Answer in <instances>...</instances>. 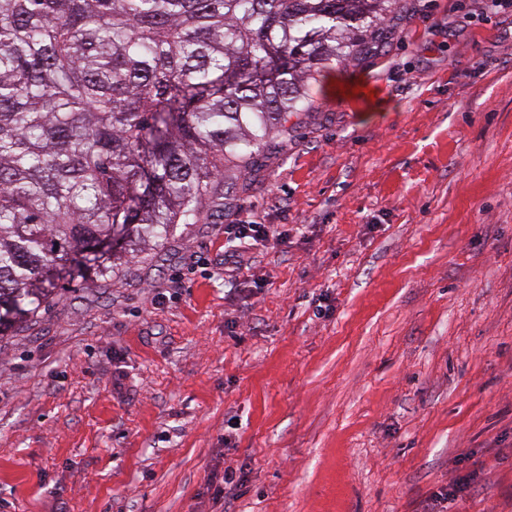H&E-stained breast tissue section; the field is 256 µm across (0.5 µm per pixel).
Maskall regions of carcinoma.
<instances>
[{
    "instance_id": "obj_1",
    "label": "carcinoma",
    "mask_w": 512,
    "mask_h": 512,
    "mask_svg": "<svg viewBox=\"0 0 512 512\" xmlns=\"http://www.w3.org/2000/svg\"><path fill=\"white\" fill-rule=\"evenodd\" d=\"M399 0H0V335L197 224Z\"/></svg>"
}]
</instances>
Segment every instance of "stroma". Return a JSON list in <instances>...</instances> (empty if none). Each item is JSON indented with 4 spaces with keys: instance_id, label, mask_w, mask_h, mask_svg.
<instances>
[{
    "instance_id": "stroma-1",
    "label": "stroma",
    "mask_w": 512,
    "mask_h": 512,
    "mask_svg": "<svg viewBox=\"0 0 512 512\" xmlns=\"http://www.w3.org/2000/svg\"><path fill=\"white\" fill-rule=\"evenodd\" d=\"M313 94L0 336V512H512V14L400 0ZM251 222L288 241L228 277ZM287 231H280L278 224H228L224 227V255L226 247L232 243H237L233 248L247 250L260 242L268 243L275 240L285 243L287 240Z\"/></svg>"
}]
</instances>
